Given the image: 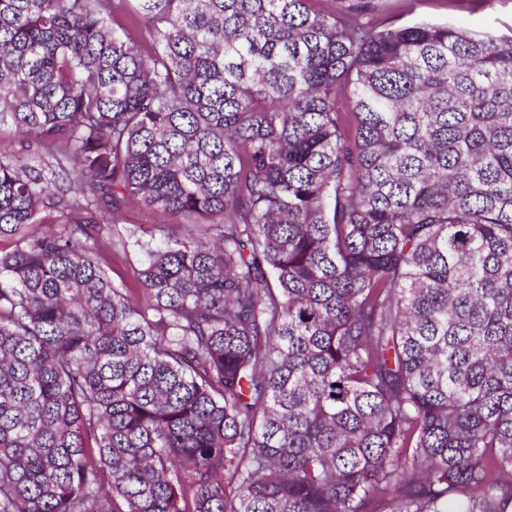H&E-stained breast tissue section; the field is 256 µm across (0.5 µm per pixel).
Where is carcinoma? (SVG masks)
Segmentation results:
<instances>
[{
    "label": "carcinoma",
    "instance_id": "obj_1",
    "mask_svg": "<svg viewBox=\"0 0 512 512\" xmlns=\"http://www.w3.org/2000/svg\"><path fill=\"white\" fill-rule=\"evenodd\" d=\"M118 2L0 0V512H512V35ZM126 215L127 224L119 225L117 231L124 237L129 236V239L139 238L144 243H153L166 235L167 231L181 230L182 220L179 216L162 217L138 206H130ZM98 258L108 270L115 283L124 288H140L137 281L138 256L133 252L124 253L120 245H112V229L104 232Z\"/></svg>",
    "mask_w": 512,
    "mask_h": 512
}]
</instances>
